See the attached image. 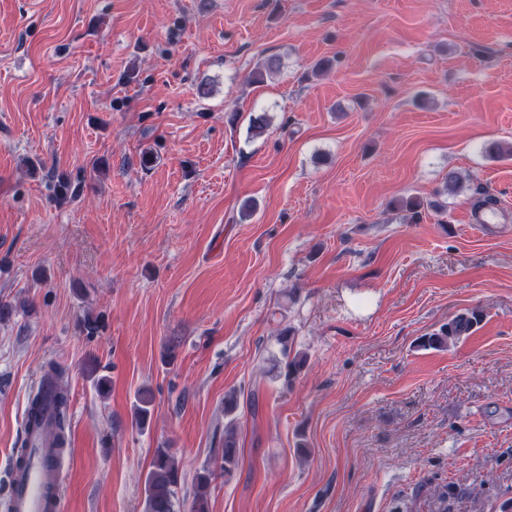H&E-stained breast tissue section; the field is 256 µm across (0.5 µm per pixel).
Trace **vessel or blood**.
I'll use <instances>...</instances> for the list:
<instances>
[{
    "label": "vessel or blood",
    "instance_id": "b4317fda",
    "mask_svg": "<svg viewBox=\"0 0 512 512\" xmlns=\"http://www.w3.org/2000/svg\"><path fill=\"white\" fill-rule=\"evenodd\" d=\"M63 462L44 429H24V455L8 472L6 512H63Z\"/></svg>",
    "mask_w": 512,
    "mask_h": 512
}]
</instances>
